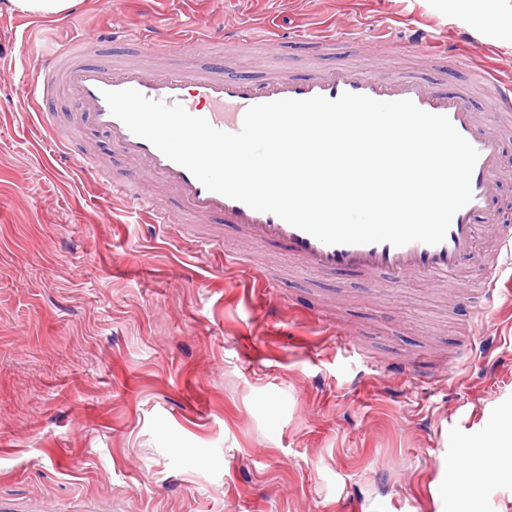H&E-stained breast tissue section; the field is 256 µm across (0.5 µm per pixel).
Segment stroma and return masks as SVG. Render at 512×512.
<instances>
[{"mask_svg": "<svg viewBox=\"0 0 512 512\" xmlns=\"http://www.w3.org/2000/svg\"><path fill=\"white\" fill-rule=\"evenodd\" d=\"M510 26L491 38L479 19L439 0H80L60 19L0 11V512H448V462L489 443L512 414V297L486 316L488 362L445 374L464 350L474 301L463 278L370 287L325 277L267 245L266 287L225 262L248 251L216 220L157 226L103 185L57 165L53 139L21 85L42 47L92 35L113 60L136 55L149 22L179 38L245 20L350 27L363 41L334 55L281 53L257 42L237 72L308 74L311 62L374 63L386 78L419 70L380 29L425 24L470 34L474 58L512 73ZM108 175L131 164L102 135L69 141ZM216 243L206 254L197 237ZM458 289L449 299V286ZM358 334L348 355L336 339ZM414 361L419 380L388 393L387 364ZM474 512H512V466L474 497Z\"/></svg>", "mask_w": 512, "mask_h": 512, "instance_id": "1", "label": "stroma"}]
</instances>
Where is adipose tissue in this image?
I'll use <instances>...</instances> for the list:
<instances>
[{
  "label": "adipose tissue",
  "instance_id": "ef3b65f1",
  "mask_svg": "<svg viewBox=\"0 0 512 512\" xmlns=\"http://www.w3.org/2000/svg\"><path fill=\"white\" fill-rule=\"evenodd\" d=\"M512 455V417H505L497 432V438L489 449L469 450L461 466L455 472L459 492L450 500L448 512H472L471 500L476 481L486 479L497 470L505 457Z\"/></svg>",
  "mask_w": 512,
  "mask_h": 512
}]
</instances>
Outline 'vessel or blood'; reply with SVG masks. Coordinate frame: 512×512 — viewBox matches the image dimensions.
<instances>
[{
	"mask_svg": "<svg viewBox=\"0 0 512 512\" xmlns=\"http://www.w3.org/2000/svg\"><path fill=\"white\" fill-rule=\"evenodd\" d=\"M255 28L244 22L210 34L192 30L181 44H174L152 27H144L135 40L142 52H174L182 48L206 56L202 69H158L133 62L94 61L92 42L77 36L53 50L41 66L36 79L26 88V97L37 106L38 122H45L47 103L59 90H66L76 101L81 126L90 127L119 145L124 155L139 166L138 174L123 181L106 182L132 212L151 214L157 224H181L185 219L223 218L226 226L246 236L253 247L281 243L287 255L301 266L324 274L351 268L374 286L398 285L406 278H433L448 271L464 272L474 255V241L481 220L494 212L500 189V155L505 142L503 131L474 112L465 85L443 90L438 79L426 75H405L383 79L367 68L339 64L315 68L305 79L283 70L254 81L231 70L222 51L226 44L252 42ZM444 42L443 35L422 31L413 46L425 66H432L434 49ZM493 84L500 113L512 112V79L487 74ZM134 89L148 98L177 102L191 115L202 117L216 129L235 133L241 130L244 115L251 106L280 99H309L322 96L330 100L343 93L365 95L378 101L411 100L420 109L447 116L458 133L478 152L471 177L473 198L453 216L443 242L429 245L413 242L401 247L388 243L335 244L321 242L275 214L253 210L246 204L206 189L185 167L168 159L152 143L134 135L113 116L105 92ZM153 181L172 192L182 203L175 211L160 205L154 197L136 190L140 179ZM498 243L505 259L482 263L479 312L494 308L497 285L505 265H512V234L500 232ZM467 358H487L493 351L479 322H472L467 334Z\"/></svg>",
	"mask_w": 512,
	"mask_h": 512,
	"instance_id": "vessel-or-blood-1",
	"label": "vessel or blood"
}]
</instances>
